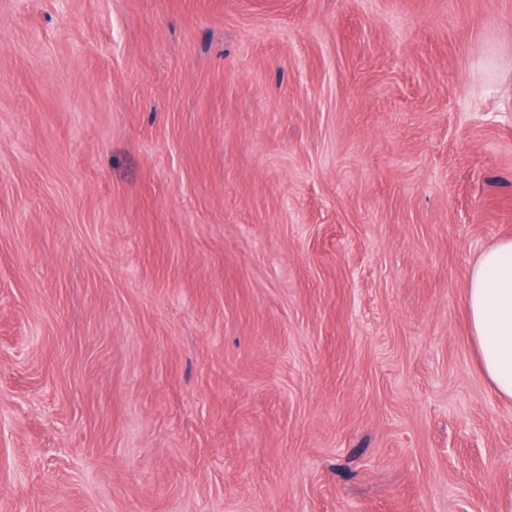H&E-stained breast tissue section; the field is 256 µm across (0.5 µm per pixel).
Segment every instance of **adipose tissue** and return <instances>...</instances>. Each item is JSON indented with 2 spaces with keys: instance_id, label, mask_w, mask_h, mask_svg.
<instances>
[{
  "instance_id": "1",
  "label": "adipose tissue",
  "mask_w": 512,
  "mask_h": 512,
  "mask_svg": "<svg viewBox=\"0 0 512 512\" xmlns=\"http://www.w3.org/2000/svg\"><path fill=\"white\" fill-rule=\"evenodd\" d=\"M465 307L485 376L501 397L512 399V240L479 256Z\"/></svg>"
}]
</instances>
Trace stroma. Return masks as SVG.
I'll return each mask as SVG.
<instances>
[{"label":"stroma","instance_id":"1","mask_svg":"<svg viewBox=\"0 0 512 512\" xmlns=\"http://www.w3.org/2000/svg\"><path fill=\"white\" fill-rule=\"evenodd\" d=\"M504 239L512 0H0V512H512ZM465 307L485 376L501 397L512 399V240L479 256Z\"/></svg>","mask_w":512,"mask_h":512}]
</instances>
